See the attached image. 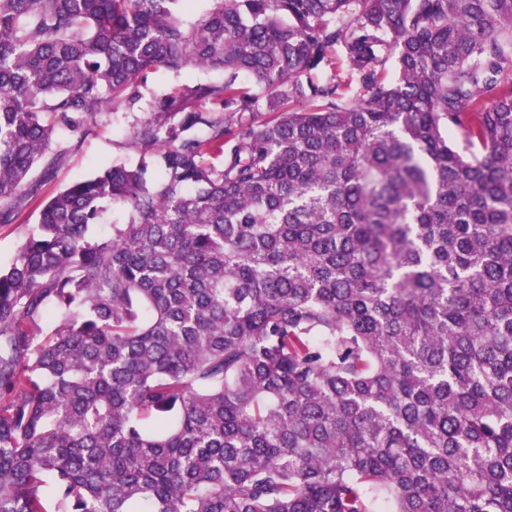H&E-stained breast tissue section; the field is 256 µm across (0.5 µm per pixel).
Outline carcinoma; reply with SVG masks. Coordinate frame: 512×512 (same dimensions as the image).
I'll return each mask as SVG.
<instances>
[{"instance_id": "1", "label": "carcinoma", "mask_w": 512, "mask_h": 512, "mask_svg": "<svg viewBox=\"0 0 512 512\" xmlns=\"http://www.w3.org/2000/svg\"><path fill=\"white\" fill-rule=\"evenodd\" d=\"M182 2L0 0V223L223 73L0 271V512H512V0ZM218 78L217 73L197 70L181 74L150 72L144 80L139 78L141 100L133 108L109 105L97 112L93 132L82 139L77 149L64 154L53 177L42 184L39 197L56 194L72 182L91 175L101 164L137 163L142 150L131 143V132L150 116L153 98L183 83Z\"/></svg>"}]
</instances>
